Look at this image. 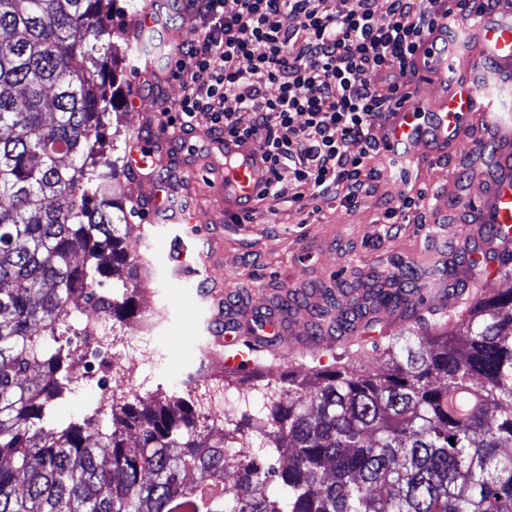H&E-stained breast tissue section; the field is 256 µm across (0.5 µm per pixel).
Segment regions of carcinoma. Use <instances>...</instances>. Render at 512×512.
<instances>
[{"label":"carcinoma","instance_id":"obj_1","mask_svg":"<svg viewBox=\"0 0 512 512\" xmlns=\"http://www.w3.org/2000/svg\"><path fill=\"white\" fill-rule=\"evenodd\" d=\"M103 2L0 0V512H512V288H464L465 315L371 342L381 373L341 353L238 388L220 424L176 393L54 420L71 320L94 300L123 321L132 296L100 278L139 268L99 132L120 37ZM402 277L371 303L414 312ZM254 440L262 456L236 452Z\"/></svg>","mask_w":512,"mask_h":512}]
</instances>
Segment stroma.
<instances>
[{
    "instance_id": "stroma-1",
    "label": "stroma",
    "mask_w": 512,
    "mask_h": 512,
    "mask_svg": "<svg viewBox=\"0 0 512 512\" xmlns=\"http://www.w3.org/2000/svg\"><path fill=\"white\" fill-rule=\"evenodd\" d=\"M117 21L123 37L116 41L114 57L107 63L116 75L114 107L104 119L102 132L105 147L123 156L131 137L159 123L163 108L174 107L181 95L179 82L166 71L171 52L165 41L169 33L185 29L186 24L172 11L155 31V62L160 73L155 82L141 77L127 50L128 43L136 39L133 15L118 16ZM463 158L460 152L449 154L443 161L419 168L407 183L379 181L377 192L352 209L309 195L297 205L285 199L264 202L253 220L241 224L223 219L220 194L205 176L196 175L181 185V193L195 204L196 224L209 237L210 273L223 282L228 303L246 310L257 328L268 316L288 318L293 349L267 357L266 368L241 372L242 384L262 382L269 371L282 378L309 374L303 345L315 327L316 312L344 302L346 296L364 295L373 275L394 273L407 265L420 281H428L431 244L436 235L460 232L459 219L450 215L435 221L429 207L410 212L401 224H384L380 218L386 201L395 202L404 195L430 196L440 189L451 199L464 192L468 184L458 170ZM154 189V180L139 183L130 173L113 183V197L128 218L119 232L143 267L140 288L134 294L136 313L124 326L136 330L141 314L155 311L154 334L165 362L190 374L210 364L214 381H221L225 367L220 360H204L197 346L183 348L175 342L176 337H198L202 331L194 306L197 280L187 276L177 283L170 281L168 256L176 242L187 256H194L201 242L188 225H151L134 194Z\"/></svg>"
}]
</instances>
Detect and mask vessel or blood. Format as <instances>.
Masks as SVG:
<instances>
[{
  "mask_svg": "<svg viewBox=\"0 0 512 512\" xmlns=\"http://www.w3.org/2000/svg\"><path fill=\"white\" fill-rule=\"evenodd\" d=\"M463 52L466 65L456 74L448 72V51L442 29L425 39V54L419 55L416 75L420 78L451 77L449 88L429 97L418 95L385 112L377 130L378 143L386 153L398 152L415 165L447 157L449 150L464 145L465 125L478 121L484 127L479 141L468 145L471 161L467 178L483 184L478 197H458L461 211L472 220L457 239L458 254L480 245L488 268L512 253V119L499 108L501 94L512 90V5L499 0L494 7L472 13L465 22ZM164 132L136 136L127 155L133 174L169 167L172 157ZM211 154L222 156L223 164L212 167L223 190L225 216L252 214L256 200L269 178L267 165L258 146L249 140L213 135ZM142 206L156 224H189L194 214L189 206H174L161 194L143 197ZM206 308L209 355L222 356L237 345L241 319L224 316V291L214 279H205L197 293Z\"/></svg>",
  "mask_w": 512,
  "mask_h": 512,
  "instance_id": "obj_1",
  "label": "vessel or blood"
}]
</instances>
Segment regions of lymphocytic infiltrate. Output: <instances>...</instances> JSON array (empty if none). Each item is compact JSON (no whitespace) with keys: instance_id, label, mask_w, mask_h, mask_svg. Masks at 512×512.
<instances>
[{"instance_id":"f902f5d3","label":"lymphocytic infiltrate","mask_w":512,"mask_h":512,"mask_svg":"<svg viewBox=\"0 0 512 512\" xmlns=\"http://www.w3.org/2000/svg\"><path fill=\"white\" fill-rule=\"evenodd\" d=\"M492 0H188L192 35L169 68L182 84L176 110L162 126L253 140L269 164L266 198L301 202L306 192L354 208L370 178L410 181L414 169L378 152L375 127L409 94L414 58L435 27L456 41L459 20ZM384 17H377V6ZM301 16L303 28L286 26ZM381 80L371 84L370 74ZM253 120L242 124L239 115Z\"/></svg>"}]
</instances>
